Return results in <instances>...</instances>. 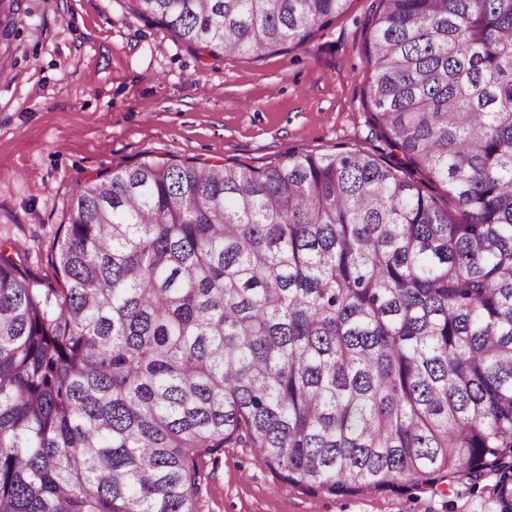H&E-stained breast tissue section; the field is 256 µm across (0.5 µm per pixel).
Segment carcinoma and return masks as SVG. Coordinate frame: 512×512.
I'll list each match as a JSON object with an SVG mask.
<instances>
[{
	"label": "carcinoma",
	"instance_id": "carcinoma-1",
	"mask_svg": "<svg viewBox=\"0 0 512 512\" xmlns=\"http://www.w3.org/2000/svg\"><path fill=\"white\" fill-rule=\"evenodd\" d=\"M345 3L130 10L217 56ZM367 28L398 160L144 158L73 189L63 287L0 253V512H198L226 447L332 496L464 477L512 512V0H378Z\"/></svg>",
	"mask_w": 512,
	"mask_h": 512
}]
</instances>
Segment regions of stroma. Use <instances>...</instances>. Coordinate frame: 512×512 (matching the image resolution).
<instances>
[{"label":"stroma","mask_w":512,"mask_h":512,"mask_svg":"<svg viewBox=\"0 0 512 512\" xmlns=\"http://www.w3.org/2000/svg\"><path fill=\"white\" fill-rule=\"evenodd\" d=\"M0 64V249L57 285L51 255L76 182L150 157L264 168L293 153L390 152L363 53L376 0L307 45L198 56L129 0H27ZM201 512H482L467 482L440 493L331 496L286 483L252 449L201 464Z\"/></svg>","instance_id":"1"}]
</instances>
